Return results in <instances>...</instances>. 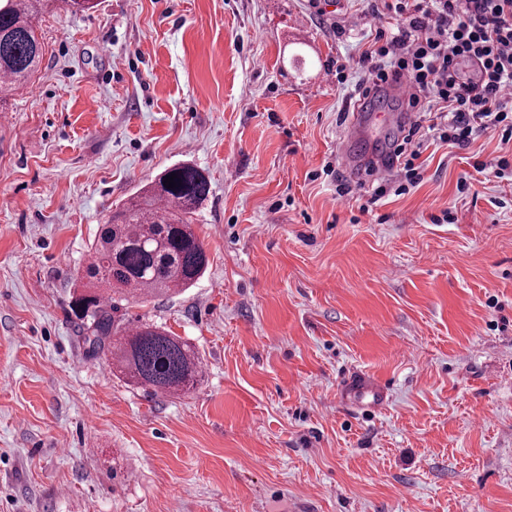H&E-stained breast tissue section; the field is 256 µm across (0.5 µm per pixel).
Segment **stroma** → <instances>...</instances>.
<instances>
[{"mask_svg":"<svg viewBox=\"0 0 512 512\" xmlns=\"http://www.w3.org/2000/svg\"><path fill=\"white\" fill-rule=\"evenodd\" d=\"M378 25L368 0H49L0 121V512H512V181L458 189L512 143L428 140L409 192L337 200L336 68ZM184 162L208 268L123 311L197 351L167 397L89 352L72 298L112 210ZM347 387L354 398L371 407L380 406L387 397V388L384 385L368 381L365 378L355 377Z\"/></svg>","mask_w":512,"mask_h":512,"instance_id":"1","label":"stroma"}]
</instances>
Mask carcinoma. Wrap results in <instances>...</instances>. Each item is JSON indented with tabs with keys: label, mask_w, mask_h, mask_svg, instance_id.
Returning <instances> with one entry per match:
<instances>
[{
	"label": "carcinoma",
	"mask_w": 512,
	"mask_h": 512,
	"mask_svg": "<svg viewBox=\"0 0 512 512\" xmlns=\"http://www.w3.org/2000/svg\"><path fill=\"white\" fill-rule=\"evenodd\" d=\"M42 6L43 0H0V111L43 58L34 26ZM173 173L176 187L168 188L164 180ZM209 191L202 170L176 164L150 189L116 207L89 249V292L75 298L88 349L110 356L128 382L155 394L189 392L201 375L197 353L152 324L131 330L117 313L124 302L167 297L201 276L208 255L191 215Z\"/></svg>",
	"instance_id": "carcinoma-1"
}]
</instances>
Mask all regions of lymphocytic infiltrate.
<instances>
[{
    "mask_svg": "<svg viewBox=\"0 0 512 512\" xmlns=\"http://www.w3.org/2000/svg\"><path fill=\"white\" fill-rule=\"evenodd\" d=\"M378 28L372 44L353 60L359 97L403 80L401 103L418 118L391 144L389 167L399 168L407 191L421 178V130L457 148L479 136L512 142V0H374ZM435 119L422 125L421 114Z\"/></svg>",
    "mask_w": 512,
    "mask_h": 512,
    "instance_id": "1",
    "label": "lymphocytic infiltrate"
}]
</instances>
